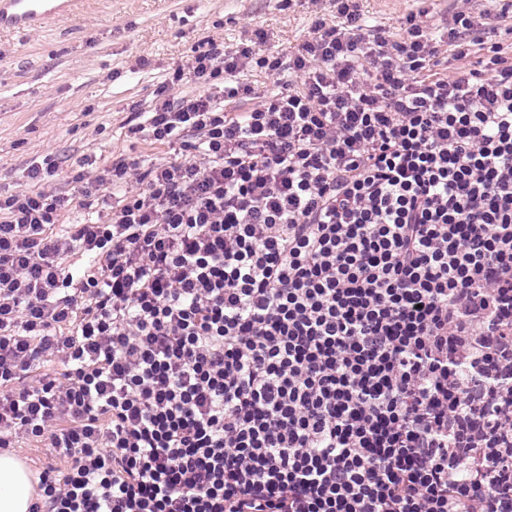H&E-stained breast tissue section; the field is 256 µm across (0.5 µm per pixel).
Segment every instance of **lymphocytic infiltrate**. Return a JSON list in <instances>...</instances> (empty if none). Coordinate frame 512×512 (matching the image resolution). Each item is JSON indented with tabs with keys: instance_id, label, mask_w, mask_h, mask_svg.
I'll use <instances>...</instances> for the list:
<instances>
[{
	"instance_id": "lymphocytic-infiltrate-1",
	"label": "lymphocytic infiltrate",
	"mask_w": 512,
	"mask_h": 512,
	"mask_svg": "<svg viewBox=\"0 0 512 512\" xmlns=\"http://www.w3.org/2000/svg\"><path fill=\"white\" fill-rule=\"evenodd\" d=\"M336 13L175 69L129 128L173 161L72 177L107 221L62 223L49 156L0 199V448L59 459L30 512H512V0ZM366 23L382 28L390 35L402 32V22L409 13L430 28H442L459 11L477 13L488 8L487 0H358ZM427 10V15H420Z\"/></svg>"
}]
</instances>
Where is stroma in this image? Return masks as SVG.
Returning a JSON list of instances; mask_svg holds the SVG:
<instances>
[{"mask_svg":"<svg viewBox=\"0 0 512 512\" xmlns=\"http://www.w3.org/2000/svg\"><path fill=\"white\" fill-rule=\"evenodd\" d=\"M368 25L398 35L406 15L443 27L485 0H359ZM336 23L331 0H86L53 26L0 32V194L28 188L34 161L53 154L69 175L89 159L135 153L164 164L166 148L128 135L132 106L147 108L177 66L208 38L236 48L257 30L288 53L316 18Z\"/></svg>","mask_w":512,"mask_h":512,"instance_id":"obj_1","label":"stroma"}]
</instances>
